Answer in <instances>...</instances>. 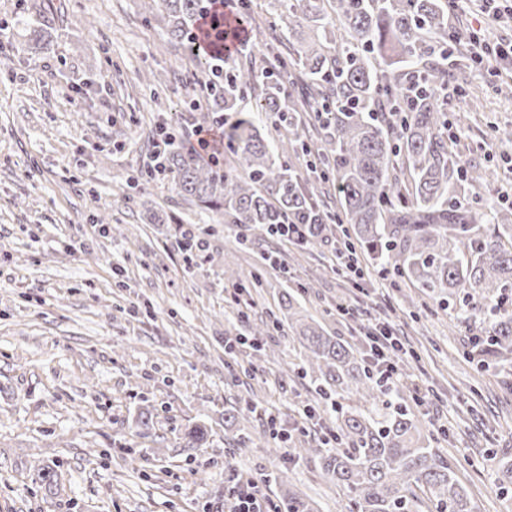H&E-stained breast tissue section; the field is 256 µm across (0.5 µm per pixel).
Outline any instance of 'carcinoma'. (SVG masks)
Segmentation results:
<instances>
[{"label":"carcinoma","instance_id":"obj_1","mask_svg":"<svg viewBox=\"0 0 512 512\" xmlns=\"http://www.w3.org/2000/svg\"><path fill=\"white\" fill-rule=\"evenodd\" d=\"M252 0L239 12L259 35L248 62L222 60L197 50L194 31L209 0H151L148 15L167 42L184 50L204 71L217 74L208 93L213 112L230 122L224 140L238 166L225 171L204 162L176 136H168L166 173L175 193L199 214L222 215L226 224L270 231L272 224H304V245L316 247L332 224L351 226L349 238L381 270L406 278L421 293L476 325L471 352L512 374V225L487 201L476 209L469 188L488 180L487 171L464 166L448 151L445 91L450 0H278L288 27V51L267 38L277 19H256ZM54 17L44 12L33 48L54 51ZM258 93L259 110L275 130L291 138L275 144L241 114L239 104ZM410 97L409 111L386 118L392 105ZM320 105L319 139L308 148L295 114ZM332 176L336 204L318 202L288 162L297 149ZM282 309L301 350L299 370L319 394L339 399L336 447L294 441L288 455L319 458L322 474L346 496V512H415V490L428 512H475L455 467L430 448L420 420L402 404L399 389L384 391L360 351L329 335L315 320L295 318L293 298ZM283 319L252 327L253 346ZM354 397L356 409L341 401ZM211 429H185L182 447L203 448ZM61 465L37 468L32 483L44 497L60 496ZM282 512H318L308 495L288 489Z\"/></svg>","mask_w":512,"mask_h":512}]
</instances>
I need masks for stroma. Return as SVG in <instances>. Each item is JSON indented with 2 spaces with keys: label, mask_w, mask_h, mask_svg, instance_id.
<instances>
[{
  "label": "stroma",
  "mask_w": 512,
  "mask_h": 512,
  "mask_svg": "<svg viewBox=\"0 0 512 512\" xmlns=\"http://www.w3.org/2000/svg\"><path fill=\"white\" fill-rule=\"evenodd\" d=\"M48 8L55 53L27 56L21 44ZM454 10L466 31L512 39V23L475 0ZM143 13V0H0V20L24 18L0 38V512H203L223 504L232 475L269 500L290 484L321 512H343L317 458L295 462L281 447L305 407L316 410L308 438L335 424L299 374L288 330L271 331L261 352L234 343L277 313L287 288L297 312L323 316L329 334L356 346L388 321L406 351L399 388L424 395L412 410L440 434L434 448L455 462L475 512H512L498 493L501 459L512 455V383L463 357L469 331L446 310L369 263L361 277L339 274V226L307 251L266 233L244 250L240 226L209 224V260L187 274L178 240L194 206L167 180L124 200L156 123L209 122L200 71ZM449 67L448 147L490 172L479 195L510 213L512 75L467 55ZM95 213L106 223L92 222ZM255 274L262 288L250 287ZM341 304L357 305L359 319L340 317ZM145 398L155 408L146 437L135 427ZM231 405L258 435L250 447H236L224 422ZM201 419L211 446L180 447ZM51 461L63 466L65 490L48 501L30 475Z\"/></svg>",
  "instance_id": "35a3bbf8"
}]
</instances>
